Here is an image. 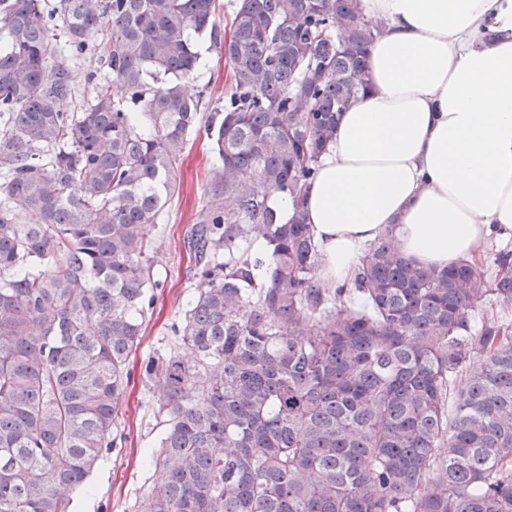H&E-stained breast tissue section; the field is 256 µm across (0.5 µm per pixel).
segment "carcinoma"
Wrapping results in <instances>:
<instances>
[{"mask_svg": "<svg viewBox=\"0 0 512 512\" xmlns=\"http://www.w3.org/2000/svg\"><path fill=\"white\" fill-rule=\"evenodd\" d=\"M358 2L238 0L226 39L216 0H0V512H69L113 447L160 286L144 228L197 125L205 36L229 91L205 126L198 292L144 369L165 432L140 512H512V324H469L489 294L512 307L506 258L491 282L469 262L423 270L386 233L326 288L300 210L282 223L269 205L303 196L368 89L381 24ZM102 25L121 94L98 83L65 112L60 55H87Z\"/></svg>", "mask_w": 512, "mask_h": 512, "instance_id": "carcinoma-1", "label": "carcinoma"}]
</instances>
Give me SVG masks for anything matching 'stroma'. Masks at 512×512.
Segmentation results:
<instances>
[{
	"mask_svg": "<svg viewBox=\"0 0 512 512\" xmlns=\"http://www.w3.org/2000/svg\"><path fill=\"white\" fill-rule=\"evenodd\" d=\"M202 66L189 87L201 93L200 120L223 108L229 82V64L223 53L202 40L197 44ZM216 161L204 132L191 135L181 159L177 189L159 223L147 226L145 235L158 263L154 276L161 282L155 301L145 315L140 347L130 357L131 382L116 422L114 447L89 477L71 494L70 512H138L140 503L159 479L149 453L163 434L159 415L160 392L143 376L148 358L166 357L174 341L197 282L192 276L194 256L187 237L204 209L208 172Z\"/></svg>",
	"mask_w": 512,
	"mask_h": 512,
	"instance_id": "35a3bbf8",
	"label": "stroma"
}]
</instances>
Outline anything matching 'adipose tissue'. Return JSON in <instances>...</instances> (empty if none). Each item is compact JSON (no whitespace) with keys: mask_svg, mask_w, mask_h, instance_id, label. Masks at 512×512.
<instances>
[{"mask_svg":"<svg viewBox=\"0 0 512 512\" xmlns=\"http://www.w3.org/2000/svg\"><path fill=\"white\" fill-rule=\"evenodd\" d=\"M381 31L369 90L340 114L301 205L329 286L393 233L422 269L474 262L512 237V0H360Z\"/></svg>","mask_w":512,"mask_h":512,"instance_id":"adipose-tissue-1","label":"adipose tissue"}]
</instances>
